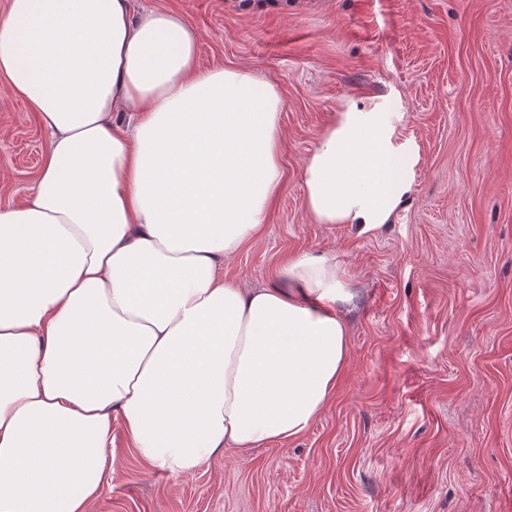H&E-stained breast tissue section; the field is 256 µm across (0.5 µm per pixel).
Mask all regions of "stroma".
<instances>
[{
  "label": "stroma",
  "mask_w": 512,
  "mask_h": 512,
  "mask_svg": "<svg viewBox=\"0 0 512 512\" xmlns=\"http://www.w3.org/2000/svg\"><path fill=\"white\" fill-rule=\"evenodd\" d=\"M199 33L201 68L278 86L283 186L224 263L271 285L289 253L335 254L359 293L348 369L300 437L194 475L117 459L93 512H512V0H145ZM391 98L420 163L392 224H316L301 170L348 101ZM47 136L0 91V207L31 199Z\"/></svg>",
  "instance_id": "stroma-1"
}]
</instances>
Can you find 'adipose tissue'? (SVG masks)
<instances>
[{"instance_id":"adipose-tissue-1","label":"adipose tissue","mask_w":512,"mask_h":512,"mask_svg":"<svg viewBox=\"0 0 512 512\" xmlns=\"http://www.w3.org/2000/svg\"><path fill=\"white\" fill-rule=\"evenodd\" d=\"M182 14L8 0L0 88L49 133L31 200L0 208V512H93L122 426L175 477L304 434L349 361L335 255L273 285L222 267L283 184L278 87L201 68ZM389 99L344 103L305 160L318 224L391 223L419 164Z\"/></svg>"}]
</instances>
